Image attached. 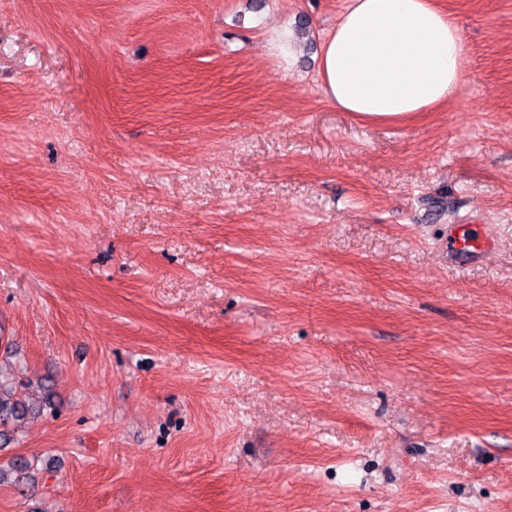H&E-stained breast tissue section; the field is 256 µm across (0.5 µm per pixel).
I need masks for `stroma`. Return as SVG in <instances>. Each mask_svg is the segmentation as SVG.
I'll return each mask as SVG.
<instances>
[{
  "mask_svg": "<svg viewBox=\"0 0 512 512\" xmlns=\"http://www.w3.org/2000/svg\"><path fill=\"white\" fill-rule=\"evenodd\" d=\"M439 4L455 99L369 122L346 0H0V512H512V0ZM23 383L15 379L0 378V440L9 439V431L30 413V405L22 397L19 387Z\"/></svg>",
  "mask_w": 512,
  "mask_h": 512,
  "instance_id": "obj_1",
  "label": "stroma"
}]
</instances>
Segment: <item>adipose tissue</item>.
I'll use <instances>...</instances> for the list:
<instances>
[{"label": "adipose tissue", "mask_w": 512, "mask_h": 512, "mask_svg": "<svg viewBox=\"0 0 512 512\" xmlns=\"http://www.w3.org/2000/svg\"><path fill=\"white\" fill-rule=\"evenodd\" d=\"M464 50L437 0H348L321 40L319 88L339 111L409 119L455 98Z\"/></svg>", "instance_id": "ef3b65f1"}]
</instances>
